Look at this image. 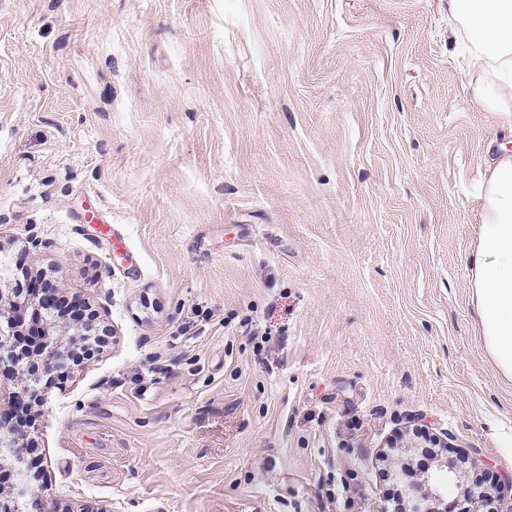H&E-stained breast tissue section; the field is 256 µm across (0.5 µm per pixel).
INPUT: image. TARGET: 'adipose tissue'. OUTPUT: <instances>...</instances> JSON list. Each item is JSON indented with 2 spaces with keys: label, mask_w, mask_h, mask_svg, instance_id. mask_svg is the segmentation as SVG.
Returning a JSON list of instances; mask_svg holds the SVG:
<instances>
[{
  "label": "adipose tissue",
  "mask_w": 512,
  "mask_h": 512,
  "mask_svg": "<svg viewBox=\"0 0 512 512\" xmlns=\"http://www.w3.org/2000/svg\"><path fill=\"white\" fill-rule=\"evenodd\" d=\"M454 43L464 45L481 105L512 126V0H448ZM479 231L469 288L483 343L512 377V152L500 150L482 175Z\"/></svg>",
  "instance_id": "ef3b65f1"
}]
</instances>
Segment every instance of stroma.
<instances>
[{"label":"stroma","instance_id":"stroma-1","mask_svg":"<svg viewBox=\"0 0 512 512\" xmlns=\"http://www.w3.org/2000/svg\"><path fill=\"white\" fill-rule=\"evenodd\" d=\"M465 72L447 0H0V251L111 335L41 512H398L420 431L512 512L467 267L512 130Z\"/></svg>","mask_w":512,"mask_h":512}]
</instances>
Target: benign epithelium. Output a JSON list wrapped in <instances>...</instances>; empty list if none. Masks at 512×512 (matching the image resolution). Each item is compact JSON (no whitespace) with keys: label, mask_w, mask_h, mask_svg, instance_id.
<instances>
[{"label":"benign epithelium","mask_w":512,"mask_h":512,"mask_svg":"<svg viewBox=\"0 0 512 512\" xmlns=\"http://www.w3.org/2000/svg\"><path fill=\"white\" fill-rule=\"evenodd\" d=\"M33 306V300L16 290L13 292L10 311L0 310V361H21V379L13 391L8 393L10 397L18 390L39 395L38 385L43 374L65 363L73 344L88 335L89 326L86 322L72 320L66 324L63 318L45 310L40 314L42 341L39 348L34 352L19 349L16 343L19 333L13 311ZM19 447V439L13 433L0 431V465L9 463L15 475L10 496L0 497V512H30L34 498L42 496L41 488L31 483L23 459L15 452ZM395 478L415 493L413 512H439L436 504L445 499V493L437 487L439 479L456 484L455 471L450 467L445 469L432 462L416 477L409 462L403 459L397 463Z\"/></svg>","instance_id":"benign-epithelium-1"}]
</instances>
